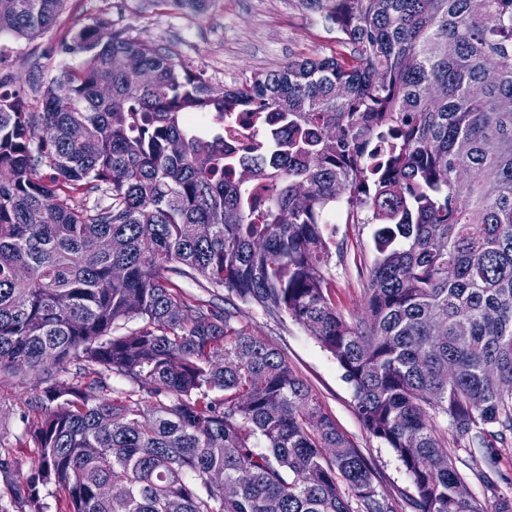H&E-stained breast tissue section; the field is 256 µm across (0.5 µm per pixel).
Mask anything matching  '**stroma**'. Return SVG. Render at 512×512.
<instances>
[{"label": "stroma", "instance_id": "35a3bbf8", "mask_svg": "<svg viewBox=\"0 0 512 512\" xmlns=\"http://www.w3.org/2000/svg\"><path fill=\"white\" fill-rule=\"evenodd\" d=\"M99 20L132 38L177 52L192 68L205 71L218 88L336 46L335 30L299 0H212L201 15L173 10L164 0H65L55 24L34 40L0 38V76L9 74L24 84L60 76L74 60L58 55L57 45ZM373 231L370 224L327 227L338 249L330 264V295L348 319L364 304V289L377 256ZM240 321L253 335L274 345L309 386L323 410L369 462L378 490L397 496L411 493V483L392 451L364 429L352 388L331 354L290 319L270 318L257 306H242ZM38 385V377L24 368L0 384V426L6 432L22 431L21 410ZM460 472L468 491L488 510L498 499H512V447L500 451L493 489H486L473 467H461Z\"/></svg>", "mask_w": 512, "mask_h": 512}]
</instances>
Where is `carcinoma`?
<instances>
[{
  "mask_svg": "<svg viewBox=\"0 0 512 512\" xmlns=\"http://www.w3.org/2000/svg\"><path fill=\"white\" fill-rule=\"evenodd\" d=\"M63 2L0 0V36L35 39ZM300 4L336 49L219 91L103 21L30 94L0 78V375L42 384L21 434L0 431V477L30 512L49 486L57 512H399L239 301L332 355L413 512H487L458 491L439 420L496 473L512 446V0ZM242 116L274 127L249 157L224 148ZM339 202L375 225L352 321L328 294ZM27 447L24 475L9 449Z\"/></svg>",
  "mask_w": 512,
  "mask_h": 512,
  "instance_id": "cac0c4a2",
  "label": "carcinoma"
}]
</instances>
